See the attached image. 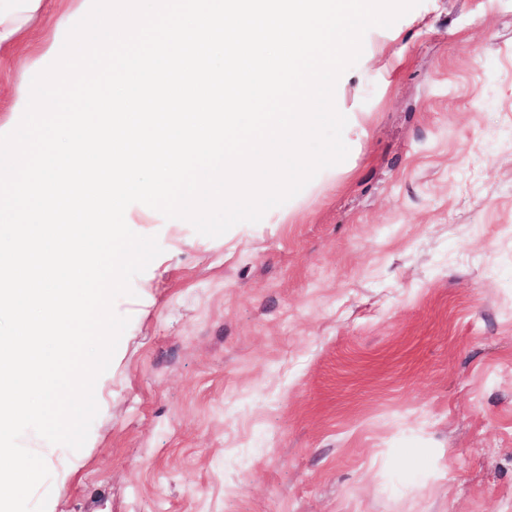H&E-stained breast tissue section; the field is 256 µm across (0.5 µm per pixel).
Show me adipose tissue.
<instances>
[{
	"instance_id": "ef3b65f1",
	"label": "adipose tissue",
	"mask_w": 512,
	"mask_h": 512,
	"mask_svg": "<svg viewBox=\"0 0 512 512\" xmlns=\"http://www.w3.org/2000/svg\"><path fill=\"white\" fill-rule=\"evenodd\" d=\"M46 8L47 0H0V49L29 54L34 62L46 55L54 38L36 35L34 29Z\"/></svg>"
}]
</instances>
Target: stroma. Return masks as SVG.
I'll use <instances>...</instances> for the list:
<instances>
[{
  "instance_id": "1",
  "label": "stroma",
  "mask_w": 512,
  "mask_h": 512,
  "mask_svg": "<svg viewBox=\"0 0 512 512\" xmlns=\"http://www.w3.org/2000/svg\"><path fill=\"white\" fill-rule=\"evenodd\" d=\"M349 168L162 254L54 512H512V0H422L336 86Z\"/></svg>"
}]
</instances>
